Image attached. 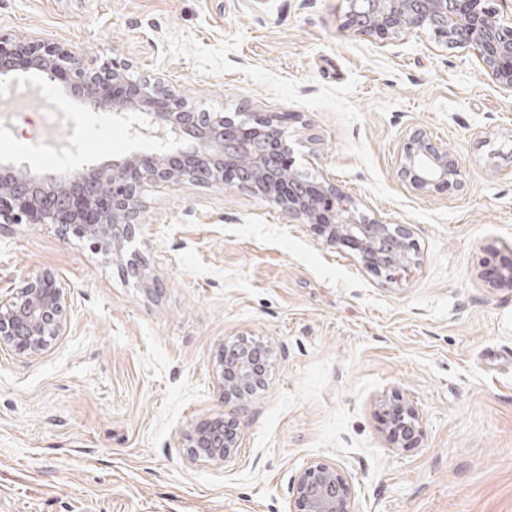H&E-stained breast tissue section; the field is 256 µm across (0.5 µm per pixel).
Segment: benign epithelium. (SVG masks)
I'll list each match as a JSON object with an SVG mask.
<instances>
[{"label":"benign epithelium","instance_id":"benign-epithelium-1","mask_svg":"<svg viewBox=\"0 0 512 512\" xmlns=\"http://www.w3.org/2000/svg\"><path fill=\"white\" fill-rule=\"evenodd\" d=\"M343 27L365 37H408L431 32L450 46L463 45L498 87L512 91V22H505L488 0H346ZM33 70L51 82L65 81L71 92L130 122L133 130L157 138L164 150L95 166L70 177L39 176L14 167L0 169V224H56L64 234L86 237L93 245L137 266L128 253L140 227L141 196L149 184L164 181L241 183L270 189L262 196L304 224H324L329 239L340 236L359 251L364 265L387 273L412 262L407 224H391L356 214L348 194L326 179L311 187L300 179L292 150L277 120L256 115V128L244 127L222 112L201 123L186 111L177 87L161 80H132L125 65L112 61L100 71L82 67L59 46L12 42L0 36V81ZM400 176L413 190L433 192L461 185L457 155L426 134L415 132L403 146ZM68 298L51 270L28 276L0 300V347L29 357L40 355L65 331ZM268 345L243 340L217 350L220 398L232 405L224 417L202 421L187 433L194 457L216 465L238 447L234 434L247 423L248 395L265 381L258 353ZM421 431L409 405L398 411L393 434L412 438ZM293 512H353L355 490L336 465L314 463L295 479Z\"/></svg>","mask_w":512,"mask_h":512}]
</instances>
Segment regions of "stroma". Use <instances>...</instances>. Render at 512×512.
<instances>
[{
	"label": "stroma",
	"instance_id": "35a3bbf8",
	"mask_svg": "<svg viewBox=\"0 0 512 512\" xmlns=\"http://www.w3.org/2000/svg\"><path fill=\"white\" fill-rule=\"evenodd\" d=\"M345 0H0V36L119 60L179 85L187 107L282 117L297 166L359 212L412 229L397 279L357 250L235 185L160 182L135 242L145 276L54 224L0 229V298L49 269L65 332L42 354L0 347V512H290L295 478L330 462L355 512H512V92L464 48L429 34L342 27ZM18 120L0 166L48 171ZM427 132L462 160L460 188L427 195L398 175ZM153 140L116 119L73 175ZM248 337L271 350L239 446L192 459L184 434L225 413L213 355ZM418 411L393 441L391 407Z\"/></svg>",
	"mask_w": 512,
	"mask_h": 512
}]
</instances>
